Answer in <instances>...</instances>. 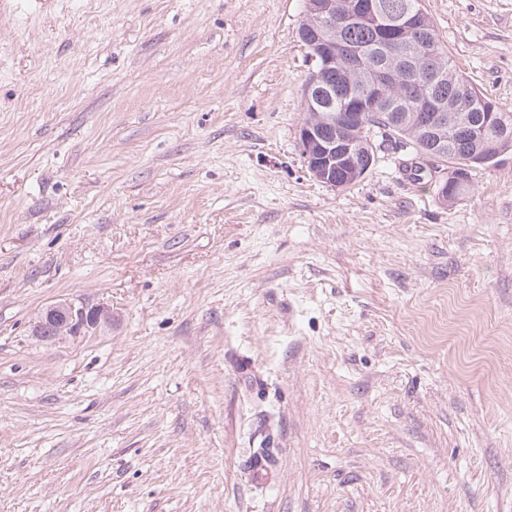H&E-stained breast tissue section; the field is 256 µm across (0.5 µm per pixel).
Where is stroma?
Masks as SVG:
<instances>
[{
    "label": "stroma",
    "mask_w": 512,
    "mask_h": 512,
    "mask_svg": "<svg viewBox=\"0 0 512 512\" xmlns=\"http://www.w3.org/2000/svg\"><path fill=\"white\" fill-rule=\"evenodd\" d=\"M305 3L0 0V512H512V153L313 178ZM423 3L512 109V0ZM109 317V311L101 307H76L74 304L58 303L50 306L40 317L38 330L53 324L56 336L76 335L82 330L96 328Z\"/></svg>",
    "instance_id": "35a3bbf8"
}]
</instances>
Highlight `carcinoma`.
<instances>
[{
	"mask_svg": "<svg viewBox=\"0 0 512 512\" xmlns=\"http://www.w3.org/2000/svg\"><path fill=\"white\" fill-rule=\"evenodd\" d=\"M388 13L398 19L414 10L425 12L422 0H379ZM344 39L363 49L376 51L371 65L380 62L394 64L400 81L389 84L381 90L379 103L367 112L364 130L353 126L336 127V135L358 141V146L368 145L374 149L377 136L395 135L400 138L399 146L422 157L426 161L450 163L457 169L456 178L448 181L443 198L451 202L471 186L472 172L478 168L493 164L492 155L481 149L486 142L501 140L504 127L512 128V110L498 104L476 90L466 77L457 69L448 54V47L438 38L433 23H428L421 35H412V42L406 46L404 56L385 55L379 51L380 30L373 24L350 22L343 31ZM439 77L432 88L433 94L447 101L454 112H476L481 103L494 105L496 120L490 122L479 138L464 132L458 133L451 127L443 129L447 140L443 151L431 153V144L421 134V113L414 98L404 95L402 87L411 82H429ZM350 104L348 100L336 102V109L317 103L305 104L307 119L324 123L331 114H341V110Z\"/></svg>",
	"mask_w": 512,
	"mask_h": 512,
	"instance_id": "obj_1",
	"label": "carcinoma"
}]
</instances>
